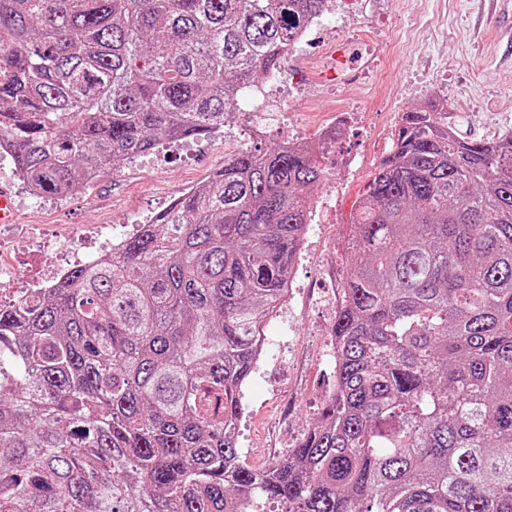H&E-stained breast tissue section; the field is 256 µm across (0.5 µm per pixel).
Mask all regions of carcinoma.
Here are the masks:
<instances>
[{"mask_svg":"<svg viewBox=\"0 0 512 512\" xmlns=\"http://www.w3.org/2000/svg\"><path fill=\"white\" fill-rule=\"evenodd\" d=\"M327 0H0V142L81 192L224 126ZM324 144L224 161L112 255L0 303V512H512V134L402 114L366 184L336 385L284 460L237 451Z\"/></svg>","mask_w":512,"mask_h":512,"instance_id":"cac0c4a2","label":"carcinoma"}]
</instances>
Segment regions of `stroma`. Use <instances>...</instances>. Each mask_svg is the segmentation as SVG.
I'll list each match as a JSON object with an SVG mask.
<instances>
[{
    "instance_id": "1",
    "label": "stroma",
    "mask_w": 512,
    "mask_h": 512,
    "mask_svg": "<svg viewBox=\"0 0 512 512\" xmlns=\"http://www.w3.org/2000/svg\"><path fill=\"white\" fill-rule=\"evenodd\" d=\"M340 42L364 65L357 81L340 62L335 81L313 83L304 66L323 62ZM263 92L272 108L262 120L239 108L211 135L161 141L76 195L36 196L12 162L0 160V185L11 190L17 211L15 223L0 224V245L11 256L15 279L36 283L55 259L52 244L65 242L79 225L149 223L226 159L292 135L322 140L325 128L346 116L310 196L307 233L292 267L294 298L266 329L267 350L243 387L238 453L255 469L287 456L334 388L331 328L351 215L391 147L402 112L437 97L465 138L491 141L512 133V0H328L308 38L289 51L284 70ZM345 156L354 157V165L338 169L337 159Z\"/></svg>"
}]
</instances>
